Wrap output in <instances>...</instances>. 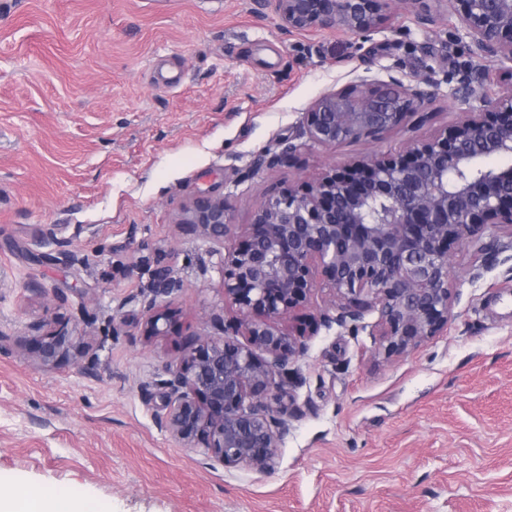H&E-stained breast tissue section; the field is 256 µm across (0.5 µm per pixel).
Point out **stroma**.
<instances>
[{
    "mask_svg": "<svg viewBox=\"0 0 512 512\" xmlns=\"http://www.w3.org/2000/svg\"><path fill=\"white\" fill-rule=\"evenodd\" d=\"M254 3L0 0V329L19 339L56 317L92 344L55 370L0 352V496L24 483L112 512H512V250L476 275L458 252L447 332L397 360L376 353L377 313L320 328L270 473L225 470L157 427L143 387L181 339L112 333L115 314L140 313L141 256L160 248L182 281L184 332L218 337L213 316L235 315L224 248L178 224L182 207L215 189L249 223L283 185L457 121V72L499 67L451 11L427 25L406 7L364 40L285 35ZM424 76L440 87L399 128L289 152L319 96ZM261 153L274 165L248 174Z\"/></svg>",
    "mask_w": 512,
    "mask_h": 512,
    "instance_id": "stroma-1",
    "label": "stroma"
}]
</instances>
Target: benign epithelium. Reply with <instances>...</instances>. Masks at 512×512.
<instances>
[{"mask_svg": "<svg viewBox=\"0 0 512 512\" xmlns=\"http://www.w3.org/2000/svg\"><path fill=\"white\" fill-rule=\"evenodd\" d=\"M460 16L472 55L500 63L495 75L466 70L464 98L477 102L463 120L411 143L399 154L371 153L331 166L310 184H290L235 224L236 201L208 191L185 205L178 223L203 239L237 244L224 254V303L236 310L224 336L190 333L178 361L148 392L163 413L158 425L185 447L201 445L226 469H275L288 419L298 411L294 390L303 382L289 364L307 351L322 326L361 321L377 312V354L391 361L448 330L454 292L450 273L457 251L467 250L480 270L512 249V167L483 161L512 154V0H410L423 24L441 4ZM271 10L282 33L333 30L368 37L385 28L400 0H256ZM499 87L495 96L486 82ZM431 79L406 85L364 80L315 99L299 121V136L336 146L397 128L415 104L430 100ZM149 266L150 294L132 327L148 340L181 336L170 297L182 288L158 258ZM329 298L309 329L283 328L311 307L320 287ZM17 341L0 330V352L25 351L40 369L76 364L90 342L45 319Z\"/></svg>", "mask_w": 512, "mask_h": 512, "instance_id": "1", "label": "benign epithelium"}]
</instances>
